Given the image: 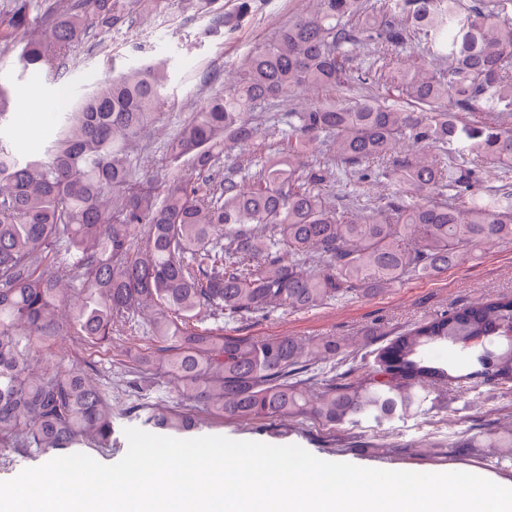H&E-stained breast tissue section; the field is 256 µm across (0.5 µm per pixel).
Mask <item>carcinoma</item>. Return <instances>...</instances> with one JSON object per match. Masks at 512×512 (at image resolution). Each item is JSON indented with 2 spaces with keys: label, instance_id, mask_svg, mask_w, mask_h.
I'll return each instance as SVG.
<instances>
[{
  "label": "carcinoma",
  "instance_id": "obj_1",
  "mask_svg": "<svg viewBox=\"0 0 512 512\" xmlns=\"http://www.w3.org/2000/svg\"><path fill=\"white\" fill-rule=\"evenodd\" d=\"M186 8L218 30L249 17L224 0ZM135 24L119 0H0V46L24 70L60 71L93 28ZM408 67L388 53L413 41ZM374 49L368 68L353 51ZM151 64L94 87L62 113L45 157L0 142V454L112 447V398L76 366L34 348L69 329L104 345L137 316L185 399L220 417L300 418L376 427L427 412L431 385L481 378L512 391V296L435 314L379 347L365 377L307 376L341 352L334 337L250 339L223 323L319 308L432 278L477 250L512 243V0H308L238 61L143 175L135 152L164 102ZM321 91L259 127L293 91ZM258 137L264 155L219 177L228 147ZM501 185L483 192L486 175ZM395 190L372 201L362 185ZM349 187L345 206L331 183ZM207 314L213 327L199 326ZM481 337L476 370L426 350ZM145 425L187 433L196 418L164 405ZM510 448L512 432L453 448Z\"/></svg>",
  "mask_w": 512,
  "mask_h": 512
}]
</instances>
